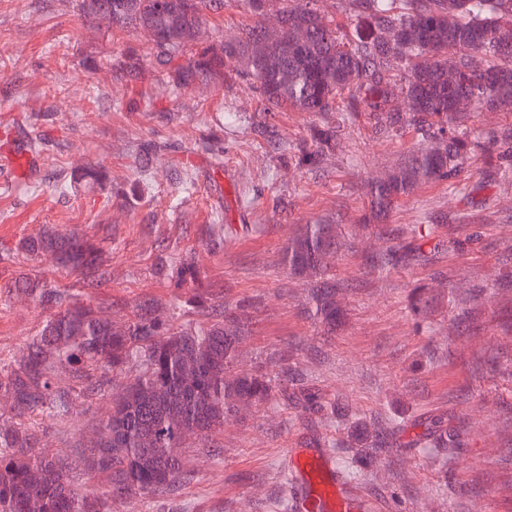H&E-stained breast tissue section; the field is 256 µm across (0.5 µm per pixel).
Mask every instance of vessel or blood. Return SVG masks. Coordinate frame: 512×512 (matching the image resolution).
Here are the masks:
<instances>
[{"instance_id":"obj_1","label":"vessel or blood","mask_w":512,"mask_h":512,"mask_svg":"<svg viewBox=\"0 0 512 512\" xmlns=\"http://www.w3.org/2000/svg\"><path fill=\"white\" fill-rule=\"evenodd\" d=\"M38 162L27 140L15 143L0 166L27 172ZM289 474L288 499L291 512H374L363 499L342 480L332 457L325 448H299L286 460Z\"/></svg>"}]
</instances>
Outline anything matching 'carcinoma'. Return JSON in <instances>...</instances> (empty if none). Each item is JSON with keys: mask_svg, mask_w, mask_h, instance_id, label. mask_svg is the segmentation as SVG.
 <instances>
[{"mask_svg": "<svg viewBox=\"0 0 512 512\" xmlns=\"http://www.w3.org/2000/svg\"><path fill=\"white\" fill-rule=\"evenodd\" d=\"M213 0H82L83 16L113 27H152L160 34L156 60L169 65L193 41L189 27L201 25ZM254 25L235 42L209 45L174 68L175 88L221 76L224 59L243 61L263 98L275 107L329 115L348 93L350 114L360 111L383 119L394 132L413 127L422 143L404 165L370 185V218L386 219L395 201L423 181L456 179L471 155L483 145L469 138L468 122L478 113L512 108V0H352L360 29L338 35L312 0H289L282 10L285 37L265 45L260 0H248ZM455 47L448 57V47ZM407 71L397 84L394 64ZM403 96L407 110L393 106ZM337 125L311 130L312 147L299 148L298 164L315 166L336 148ZM497 158L512 165V128L501 134ZM112 186L99 164L79 168L69 187ZM338 226L305 224L282 247V263L309 278L308 311L329 330L342 322L337 297L341 284L327 275L336 253ZM427 236L410 247L391 242L380 262L396 265L424 256ZM21 249L29 257H48L78 272L86 288L109 275V257L95 242L73 231L43 225ZM19 291L47 312L28 352L14 366L0 368V398H6L15 424L0 427V512H102L97 489L73 486L68 464L40 451L36 418L69 412L79 398L112 393V412L100 423L93 445L76 454L91 478L105 479L109 499L164 496L192 471L185 468L186 436L196 429L207 437L224 421L249 407L296 398L328 425L339 420L336 407L324 409L315 391L288 394L298 380L289 367L275 384L261 368L238 369V348L249 332L244 314L223 309L221 319L206 326L172 329L158 302L145 297L133 318L122 325L52 282L19 273ZM174 287L189 288L179 306L208 315L212 293L203 289L196 264L184 259L176 267ZM63 368L74 386L62 390L54 372ZM387 421L372 423V440L358 461L375 476L386 469L379 438ZM432 448L457 447L454 435L435 421L424 430Z\"/></svg>", "mask_w": 512, "mask_h": 512, "instance_id": "carcinoma-1", "label": "carcinoma"}]
</instances>
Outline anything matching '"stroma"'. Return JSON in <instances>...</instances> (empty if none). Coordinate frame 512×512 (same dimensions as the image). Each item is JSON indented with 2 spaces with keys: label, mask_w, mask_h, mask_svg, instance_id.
<instances>
[{
  "label": "stroma",
  "mask_w": 512,
  "mask_h": 512,
  "mask_svg": "<svg viewBox=\"0 0 512 512\" xmlns=\"http://www.w3.org/2000/svg\"><path fill=\"white\" fill-rule=\"evenodd\" d=\"M252 23L246 0H221L205 11L200 40L230 41ZM173 76L142 30L85 19L81 0H0V152L12 127L40 159L31 178L0 169V362H14L46 319L16 290L18 271L119 321L142 297L172 303L157 255L192 256L219 304L247 308L243 365L291 366L349 415L324 427L291 405L253 408L223 433L189 439L193 476L171 495L112 500L110 512H284L290 450L320 445L335 465L351 464L335 443L361 439L376 418L389 422L391 467L375 480L357 466L353 486L378 512H512V168L476 153L460 175L484 182L476 198L428 181L364 228L369 182L404 163L417 133L363 117L339 129L321 168L299 167L294 154L317 115L269 106L234 59L206 84L177 90ZM89 162L109 170L111 193L66 188ZM219 218L224 236L209 238ZM314 223L343 232L330 275L344 286L345 318L333 331L308 315L305 279L282 264L288 237ZM45 224L99 243L107 280L87 289L75 272L20 251ZM418 229L435 244L423 261L374 264L385 235L407 242ZM107 406L82 400L36 424L76 484L89 477L74 447ZM433 418L460 439L437 465L417 444Z\"/></svg>",
  "instance_id": "stroma-1"
}]
</instances>
